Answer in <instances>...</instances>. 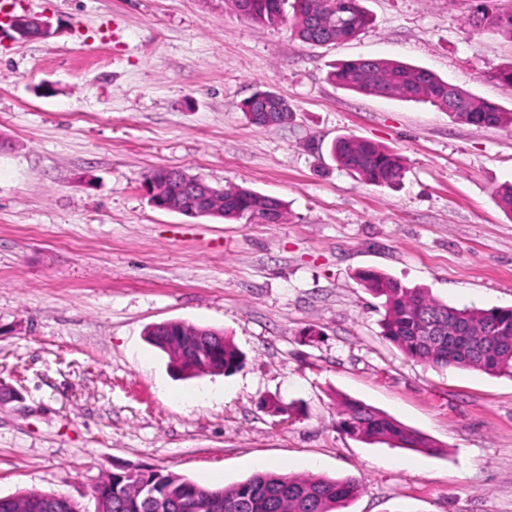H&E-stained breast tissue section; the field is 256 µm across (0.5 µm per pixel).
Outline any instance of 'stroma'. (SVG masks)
<instances>
[{"mask_svg":"<svg viewBox=\"0 0 512 512\" xmlns=\"http://www.w3.org/2000/svg\"><path fill=\"white\" fill-rule=\"evenodd\" d=\"M370 25L329 46L232 0H28L49 37L0 26V496L35 490L94 512L112 472L231 485L273 470L356 476L347 512H512V374L438 370L380 334L357 279L375 269L449 304L512 308V129L359 94L336 62L386 57L512 109L491 75L512 41L476 29V0H362ZM259 90L291 104L250 124ZM353 135L401 155L393 187L342 170ZM154 167L282 200L284 224L155 207ZM179 320L224 331L232 375L178 377L146 340ZM361 400L436 444L392 448L337 427ZM290 408L288 422L268 410Z\"/></svg>","mask_w":512,"mask_h":512,"instance_id":"35a3bbf8","label":"stroma"}]
</instances>
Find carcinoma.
Returning <instances> with one entry per match:
<instances>
[{"mask_svg": "<svg viewBox=\"0 0 512 512\" xmlns=\"http://www.w3.org/2000/svg\"><path fill=\"white\" fill-rule=\"evenodd\" d=\"M244 15L269 26L293 20L301 41L327 45L357 37L369 16L361 0H247ZM472 24L512 39V11L476 9ZM336 85L360 94L389 96L448 108L450 83L432 71L393 59L378 58L368 66L354 60L337 63L328 74ZM463 108L450 116L478 127L512 128V110L454 88ZM336 164L377 186L399 184L405 169L397 153L355 136L337 138L330 147ZM223 221L259 222L265 212L279 223L288 219L284 204L242 186H228ZM496 202L512 218V184L496 191ZM363 286L384 298L381 334L405 356L437 369H474L488 374L512 373V308L449 305L425 288L408 287L377 270L358 275ZM153 346L182 348L180 366L238 370L243 354L224 333L205 327L170 324L148 331ZM337 426L346 435L398 448L433 450L436 444L385 413L358 400L340 401ZM102 512H343L361 491L353 476L330 478L295 473L257 472L231 486H206L174 472L135 470L114 472L98 483ZM46 493L20 491L0 498V512H45Z\"/></svg>", "mask_w": 512, "mask_h": 512, "instance_id": "carcinoma-1", "label": "carcinoma"}]
</instances>
